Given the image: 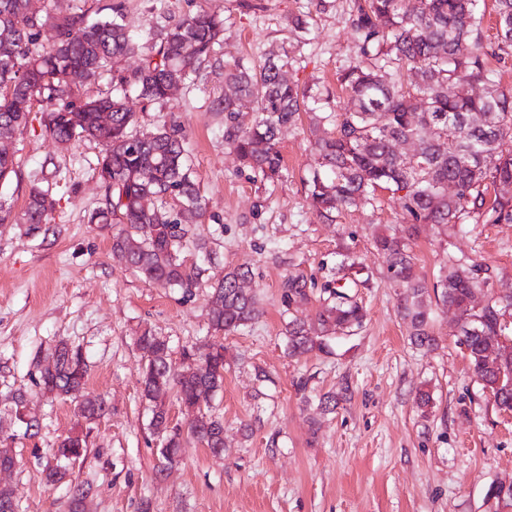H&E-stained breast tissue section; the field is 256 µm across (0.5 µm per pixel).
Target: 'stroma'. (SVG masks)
Listing matches in <instances>:
<instances>
[{
    "instance_id": "stroma-1",
    "label": "stroma",
    "mask_w": 512,
    "mask_h": 512,
    "mask_svg": "<svg viewBox=\"0 0 512 512\" xmlns=\"http://www.w3.org/2000/svg\"><path fill=\"white\" fill-rule=\"evenodd\" d=\"M34 7L52 17L91 19L117 10L143 36L198 12L214 13L224 19V56L257 62L287 46L300 84L347 102L337 77L355 50L347 24L351 0H325L321 11L310 0H34ZM298 14L309 21L301 42L288 32L289 17ZM223 94V79L199 80L143 112L141 125L178 128L190 147L206 203L196 232L207 250L186 248V262L205 265L214 278L244 263L253 271L264 314L224 335L208 327V286L186 294L154 285L113 255L118 224L90 219L105 197L99 143L58 147L37 111L15 135L17 174L0 184V200L14 217L0 225V428L15 434L19 464L0 473V484L14 489L19 512H62L68 489L47 487L43 464L61 437L86 428L88 453L73 477L92 487L87 512H141L146 500L151 512H486L489 486L512 482V413L499 411L472 377L453 313L434 310L432 350L411 344L397 311L401 288L373 247L377 232L407 226L395 199L385 192L374 205L321 223L306 202L315 167L308 126L282 129L281 173L257 180L239 170L224 145L217 114ZM34 184L49 187L56 201L44 237L25 235L16 222ZM467 222L468 233L444 241L434 225H420L412 244L417 270L431 283L446 255L478 259L491 267V291L511 294L512 224H488L475 214ZM348 257L373 274L356 290L366 309L363 328L335 342L332 354L291 360L283 344L282 280L301 273L322 290ZM148 327L169 338L177 366L185 349L224 346V389L210 403L224 420V453L190 445L164 475L157 471L135 344ZM61 339L85 352L86 397L104 398L111 408L94 426L70 402L39 393L36 361ZM303 377L308 404L296 391ZM19 387L28 392L37 434L14 418L11 393ZM340 390L346 399L336 412L320 413L316 398ZM422 390L434 399L427 414L416 405Z\"/></svg>"
}]
</instances>
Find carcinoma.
<instances>
[{
  "instance_id": "carcinoma-1",
  "label": "carcinoma",
  "mask_w": 512,
  "mask_h": 512,
  "mask_svg": "<svg viewBox=\"0 0 512 512\" xmlns=\"http://www.w3.org/2000/svg\"><path fill=\"white\" fill-rule=\"evenodd\" d=\"M494 2L497 40L488 43L481 0H353L348 22L356 51L338 76L352 101L334 113L329 94L300 85L290 74L287 49L258 66L218 55L224 18L216 14L189 15L164 28L155 43L132 34L121 18L90 23L83 15L64 16L53 23L55 43L44 50L36 39L47 17L31 9V0H0V140L12 139L25 126L37 103L57 143L98 141L103 146L99 176L107 193L92 219L122 224L112 236V252L140 277L189 292L207 269L187 265L182 251L189 244L203 245L192 225L166 209L170 196L184 211L198 218L204 214L185 136L165 127L139 131L137 112L127 105L129 94H136L144 112L203 75L223 72L224 144L241 168L268 181L283 164L281 128L295 124L303 112L317 127L335 123V135L313 143L319 170L307 181L309 205L332 224L346 208L374 205L379 190L396 198L412 224L411 234L383 233L374 245L389 278L404 287L398 308L411 342L420 348L435 344L427 304L432 292L437 303L457 315L477 382L499 410L512 412V294L487 289L490 268L478 262L444 264L430 292L415 272L410 246L419 224H433L446 235L474 212L490 224L512 222V153L502 150L503 142L512 139V90L501 86L500 72L487 63L490 57L503 63L512 57V0ZM129 56L138 57V64L117 77L112 94L78 99L82 82ZM475 86L482 92L472 93ZM243 100L254 112L245 127L237 120ZM102 112L110 114V123L100 122ZM406 141L415 145L411 158L396 151V144ZM14 172V155L3 147L0 182ZM490 186L497 189L491 202L486 197ZM52 208L51 192L32 186L20 218L25 234L47 232ZM337 273L336 288L324 286L328 296L309 320L293 314L311 300L307 278L297 274L282 281L290 357L329 353L333 341L362 327L363 307L345 289L369 284L371 275L354 260L341 263ZM251 274L241 264L213 283L211 330L234 332L261 317L259 299L246 287ZM478 293L486 302L476 308L471 301ZM136 344L143 351L142 398L159 440L160 465L180 462L188 439L213 453L224 452V420L206 409L224 388V346L211 343L184 352L188 365L177 371L165 337L146 328ZM54 355V366L39 368L40 391L76 403L89 424L108 415L104 401L83 398L88 364L82 347L61 340ZM172 393L192 412L184 426L170 421ZM87 445L88 434L67 435L51 449L54 463L43 469L46 485L68 486V512H83L82 497L90 492L73 483L70 473L71 462L86 455ZM486 506L489 512L511 509L512 485L490 486Z\"/></svg>"
}]
</instances>
